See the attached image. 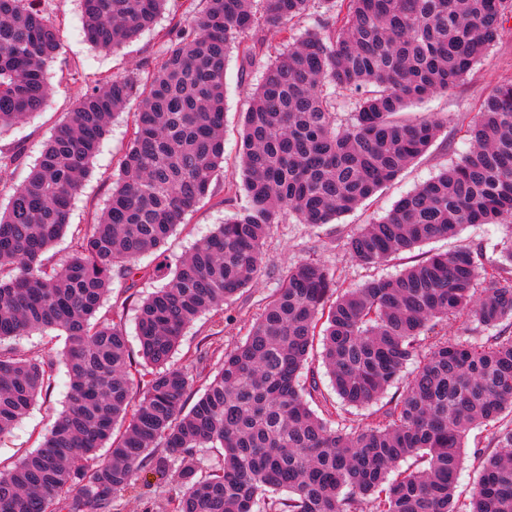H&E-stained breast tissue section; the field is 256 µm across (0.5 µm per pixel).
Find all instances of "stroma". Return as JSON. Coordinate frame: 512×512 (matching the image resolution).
<instances>
[{"instance_id": "obj_1", "label": "stroma", "mask_w": 512, "mask_h": 512, "mask_svg": "<svg viewBox=\"0 0 512 512\" xmlns=\"http://www.w3.org/2000/svg\"><path fill=\"white\" fill-rule=\"evenodd\" d=\"M42 8L60 28V55L48 70L50 98L47 107L35 117L0 134V151H18L23 155L22 167L0 172L1 205L7 203L12 187L26 176L29 165L38 157L55 127L70 112L81 89L95 81L122 75L144 60L156 57L162 49L157 34L147 33L113 52L96 50L81 36L79 0H42ZM507 73H512V23L506 25L486 59L475 67L462 85L405 110L404 119L433 116L442 120L443 127L430 150L395 181L361 208L332 223L313 227L285 217L275 224L265 245V270L244 294L224 304L225 348H232L245 336L282 275L297 262L312 258L321 260L332 268L337 287L346 290L360 287L374 278L391 277L433 252H449L462 245L493 248L500 241L502 231L495 225L484 224L465 228L458 238L436 239L386 264L366 267L351 258L346 242L362 224L383 215L402 196L469 149L470 144L464 139L460 126ZM258 78L255 72L242 76L238 55H230L225 72L224 166L214 180L213 193L186 215L183 224L175 228L157 253L141 258V266L151 269L161 261L174 260L245 205L244 193L227 191L226 186L239 177L241 114L247 108L249 90ZM137 108V102H130L112 118L109 132L92 162L91 172L74 201L70 218L72 229H86L103 209L112 191V171L127 147L132 114ZM67 382L64 367H57L47 395L38 398L12 434L0 439V469L11 467L37 448L43 434L64 409Z\"/></svg>"}]
</instances>
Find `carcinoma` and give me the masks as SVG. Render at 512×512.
<instances>
[{
  "label": "carcinoma",
  "mask_w": 512,
  "mask_h": 512,
  "mask_svg": "<svg viewBox=\"0 0 512 512\" xmlns=\"http://www.w3.org/2000/svg\"><path fill=\"white\" fill-rule=\"evenodd\" d=\"M166 0H80L99 50L151 30ZM317 10V25L293 22ZM187 24L154 61L83 90L0 211V439L52 384L54 362L13 341L63 333L67 405L39 448L0 472V512H112L141 473L172 472L171 512H512V76L461 125L470 148L347 242L364 266L470 225L504 229L496 259L462 247L388 279L337 293L319 260L290 268L186 408L193 374L172 363L190 324L224 312L264 270L272 226L288 213L319 226L350 213L435 142L443 121L406 123L408 106L457 87L486 55L512 0H186ZM286 45L261 62L265 27ZM262 65L243 113L247 205L197 242L137 306L139 369L126 293L156 251L212 194L224 161V71ZM60 31L41 0H0V129L42 111ZM352 123L336 127L338 97ZM129 144L96 223L57 266L45 255L130 101ZM119 287L125 298L100 314ZM461 333L429 339L435 328ZM496 330L485 338L480 332ZM341 404L377 403L376 419L338 428L315 412L305 375L317 338ZM491 428L467 499L457 476L471 430ZM107 449L104 458L98 451ZM222 449L203 468L198 452ZM413 463L404 471L401 462Z\"/></svg>",
  "instance_id": "1"
}]
</instances>
